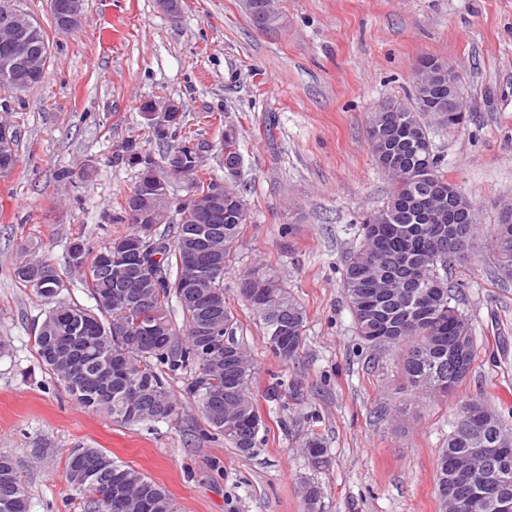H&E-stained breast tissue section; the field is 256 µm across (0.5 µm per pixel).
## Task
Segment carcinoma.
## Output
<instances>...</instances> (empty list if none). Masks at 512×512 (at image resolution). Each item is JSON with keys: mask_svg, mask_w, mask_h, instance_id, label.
Wrapping results in <instances>:
<instances>
[{"mask_svg": "<svg viewBox=\"0 0 512 512\" xmlns=\"http://www.w3.org/2000/svg\"><path fill=\"white\" fill-rule=\"evenodd\" d=\"M270 0H253L247 7L251 20L265 14L267 27L278 22V16L267 13ZM43 70L31 74L21 72L16 77L0 76V88L11 90L23 82L39 83ZM419 107L409 109L396 102L385 104L387 111L371 114L368 142L377 167L391 178L387 202L365 216L360 224V242L346 262L343 291L359 336L375 350L399 346L402 348L400 371L405 388L411 393L431 392L446 394L458 382H448V374L438 375L442 363L440 348L448 347V337L467 336L470 341V359H475L477 344L472 323L452 304L448 289V269L460 262L452 247L446 245L437 255V262L424 265L417 292L397 303L381 305V313L368 315L362 311L365 297L379 295L394 288L387 258L397 252H406L412 261H421L434 248L429 228L454 223L444 211L425 219L421 175L429 176L432 186L448 192L461 186L448 180L443 171V160L435 150L431 128L425 113L419 108L448 107V87L438 86L429 92V98H418ZM125 160L138 169L132 187L136 194L150 188L156 197L166 194L169 181L157 185L149 178L154 161L141 154L134 145L126 146ZM462 206L469 213L470 222L463 225L469 235H475L480 214L471 197L462 194ZM246 221L243 195L236 186L224 188V215L218 223L224 226V238L214 247L226 252L236 238L241 224ZM166 228L154 230L156 239L166 243L163 255V281H157L147 270L125 266L121 254L112 250L113 244L133 236L132 232L118 235L98 251L83 246V260L75 264L85 269V286L91 307L75 302H59L46 314L35 336L37 354L44 366L81 405L110 416L113 422L132 425L142 422H160L176 412V401L168 390V378L179 374L187 376V390L198 399L206 421L212 430L243 455L256 447L259 427L253 426L257 414L250 392L252 368L244 350H239V376L233 381L224 374V349L218 348L205 355L196 347L193 326L196 314L184 303L185 292L181 282L188 278L185 247L195 237L197 225L179 220L165 222ZM494 249L489 260L498 273L512 276V223H497L493 228ZM51 266L43 261L20 263L14 275L34 288L44 298L58 294L57 275L45 276ZM266 281L270 302L256 303L251 295V279ZM134 282L137 292L147 300V314L136 322L138 313L126 308L118 279ZM197 291L224 300V275L215 279L201 278ZM432 291L438 307L437 319L420 323L411 320L410 312L421 307L420 297ZM239 293L263 321L266 339L281 337L274 355L286 362L294 358L301 347L305 313L299 303L267 270L256 267L240 280ZM177 302L185 318V331L179 332L173 323L170 303ZM137 388L144 404L140 411H127V395ZM480 410L479 426L488 442H506L512 437L506 433L504 422L483 402L471 399L461 405L456 421L448 434L446 448L442 449L437 465L435 484L439 495L450 496L472 492L482 484L491 466L467 462L465 469L459 462L469 447L471 431L467 412ZM312 449L309 463L314 468L326 463V450L320 438L306 441ZM121 478L120 492L126 507L121 512H177L168 491L144 473L117 463L99 448H75L67 459L70 484L87 495L85 512H115L107 491L112 489V476ZM306 504L323 512L321 488L313 483L304 486ZM0 512H28V493L15 463L0 455Z\"/></svg>", "mask_w": 512, "mask_h": 512, "instance_id": "obj_1", "label": "carcinoma"}]
</instances>
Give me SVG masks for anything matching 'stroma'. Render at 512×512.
Returning a JSON list of instances; mask_svg holds the SVG:
<instances>
[{
	"mask_svg": "<svg viewBox=\"0 0 512 512\" xmlns=\"http://www.w3.org/2000/svg\"><path fill=\"white\" fill-rule=\"evenodd\" d=\"M45 31L50 56L40 83L0 93V122L17 133L18 163L0 180V454L11 456L29 512H81L67 458L99 448L165 487L178 512H306L305 483L324 512H444L438 456L460 405L488 403L512 428V279L487 256L503 203L512 202V0H275L280 20L257 28L243 0H85L63 31L49 0H16ZM453 65L471 105L464 128L432 127L449 180L477 204L472 262L448 274L474 327L477 355L448 396L415 399L406 414L400 351L360 338L342 288L364 215L385 202L389 178L368 146L372 112L407 102L424 57ZM171 98L183 134L206 142L201 165L225 178L220 142L236 128L241 167L233 183L247 220L230 245L224 300L254 366L262 425L244 456L207 426L183 377L170 378L177 414L120 425L84 408L41 364L34 328L51 303L14 276L37 258L57 271L58 301L91 306L69 246L100 248L130 232L112 223L136 181L128 143L161 160L168 141L139 114ZM69 178H60V171ZM269 269L303 307L304 341L280 361L239 294L240 275ZM279 385L278 400L267 390ZM318 435L328 462L313 468L303 444Z\"/></svg>",
	"mask_w": 512,
	"mask_h": 512,
	"instance_id": "obj_1",
	"label": "stroma"
}]
</instances>
